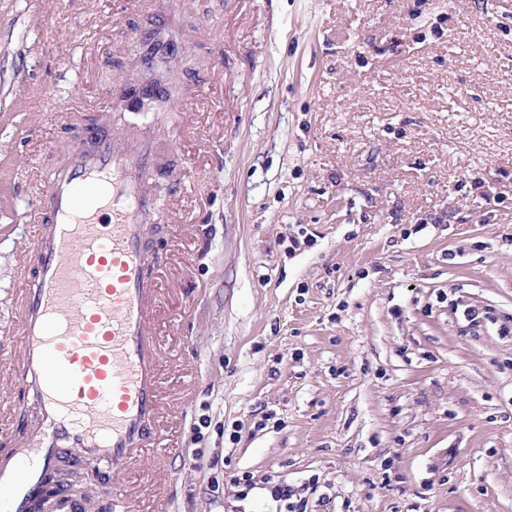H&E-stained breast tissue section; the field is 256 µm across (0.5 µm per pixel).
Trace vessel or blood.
<instances>
[{"label":"vessel or blood","mask_w":512,"mask_h":512,"mask_svg":"<svg viewBox=\"0 0 512 512\" xmlns=\"http://www.w3.org/2000/svg\"><path fill=\"white\" fill-rule=\"evenodd\" d=\"M154 137L86 130L63 152L29 207L37 226L12 320L20 355L9 376L31 413L0 455V512H32L64 449L120 477L154 436L160 346L152 320L160 255L148 247L157 203L146 179Z\"/></svg>","instance_id":"vessel-or-blood-1"}]
</instances>
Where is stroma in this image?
<instances>
[{
    "label": "stroma",
    "instance_id": "stroma-1",
    "mask_svg": "<svg viewBox=\"0 0 512 512\" xmlns=\"http://www.w3.org/2000/svg\"><path fill=\"white\" fill-rule=\"evenodd\" d=\"M152 2L0 0V323L64 107L106 113L161 19L187 92L110 114L177 206L168 405L86 512H512V0Z\"/></svg>",
    "mask_w": 512,
    "mask_h": 512
}]
</instances>
